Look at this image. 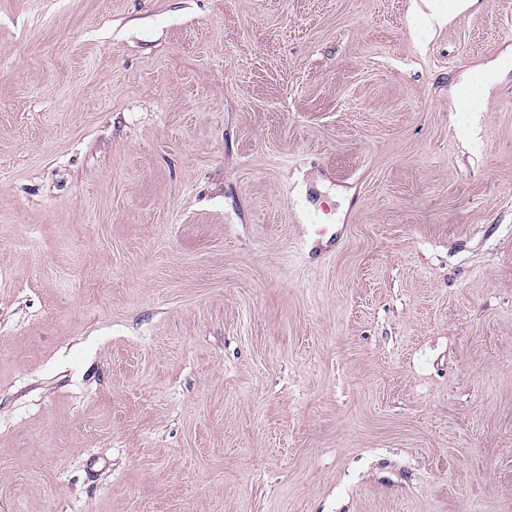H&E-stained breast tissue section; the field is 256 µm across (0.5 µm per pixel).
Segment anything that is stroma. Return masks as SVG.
<instances>
[{
	"label": "stroma",
	"instance_id": "35a3bbf8",
	"mask_svg": "<svg viewBox=\"0 0 512 512\" xmlns=\"http://www.w3.org/2000/svg\"><path fill=\"white\" fill-rule=\"evenodd\" d=\"M0 0V512H512V0Z\"/></svg>",
	"mask_w": 512,
	"mask_h": 512
}]
</instances>
